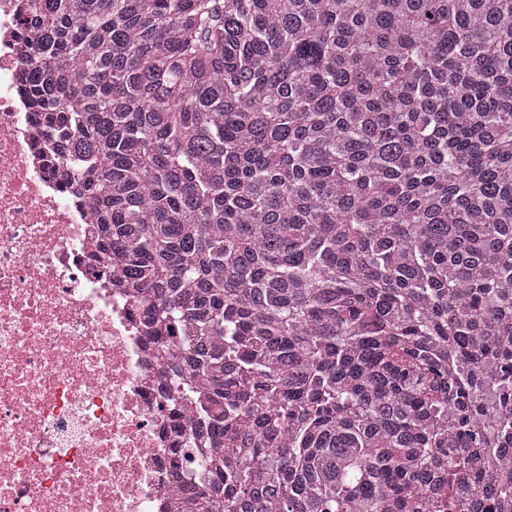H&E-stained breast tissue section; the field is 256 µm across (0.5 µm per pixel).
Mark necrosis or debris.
<instances>
[{
	"mask_svg": "<svg viewBox=\"0 0 512 512\" xmlns=\"http://www.w3.org/2000/svg\"><path fill=\"white\" fill-rule=\"evenodd\" d=\"M0 0V512H175L154 346L86 271L94 220L62 195Z\"/></svg>",
	"mask_w": 512,
	"mask_h": 512,
	"instance_id": "1",
	"label": "necrosis or debris"
}]
</instances>
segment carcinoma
<instances>
[{"label": "carcinoma", "instance_id": "carcinoma-1", "mask_svg": "<svg viewBox=\"0 0 512 512\" xmlns=\"http://www.w3.org/2000/svg\"><path fill=\"white\" fill-rule=\"evenodd\" d=\"M136 294L183 512H512V0H23Z\"/></svg>", "mask_w": 512, "mask_h": 512}]
</instances>
